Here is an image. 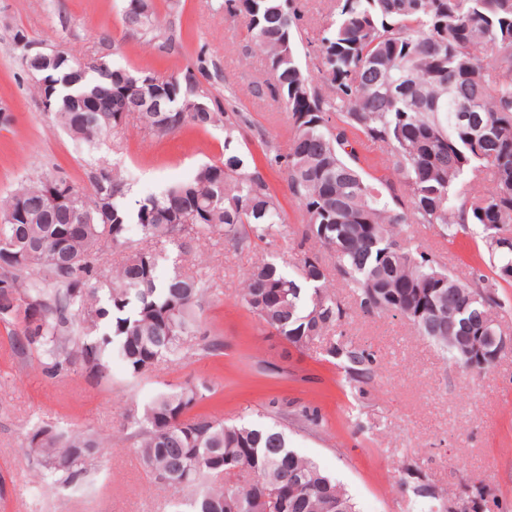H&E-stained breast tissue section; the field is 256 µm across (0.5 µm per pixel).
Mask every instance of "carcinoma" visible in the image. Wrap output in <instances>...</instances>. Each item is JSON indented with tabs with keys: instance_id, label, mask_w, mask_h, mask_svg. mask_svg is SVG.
<instances>
[{
	"instance_id": "cac0c4a2",
	"label": "carcinoma",
	"mask_w": 512,
	"mask_h": 512,
	"mask_svg": "<svg viewBox=\"0 0 512 512\" xmlns=\"http://www.w3.org/2000/svg\"><path fill=\"white\" fill-rule=\"evenodd\" d=\"M142 2L144 11H123L126 29L153 35L164 50L182 46L181 35L160 28L151 0ZM224 15L244 19L264 56L270 81L257 93L288 112V153L268 145L266 165L283 170L302 215L296 270L261 260L241 304L304 349L345 325L337 279L363 311L406 319L467 368L460 347L512 308L497 291L512 283V0H336L312 70L299 61L297 0H224ZM60 53L67 62L46 73L51 114L78 144L115 131V112L103 107L110 95L112 108L137 114L159 135L224 123V154L132 209L124 204L130 183L108 162L92 171L88 194L57 173L28 178L1 200L0 325L12 355L37 358L49 380L74 373L98 383L115 356L141 376L191 351L223 354V338L201 319L203 302L219 296L217 281L193 271L190 255L216 238L246 250L284 223L264 169L249 159L248 117L233 93L220 100L205 86L211 61L202 49L192 67L166 80L101 57L76 83L68 74L79 61ZM188 98L207 108L177 125L154 107ZM367 143L385 151L390 176L364 168L359 147ZM469 175L484 177L487 188L475 189ZM51 177L64 194L58 205ZM133 224L137 244L128 242ZM416 224H438L450 239L479 227L492 275L476 269L467 281L455 278L415 241ZM64 228L72 233L59 250ZM118 246L124 253L107 263ZM22 309L37 320L23 324ZM328 356L340 359L360 393L378 367L373 353L351 343ZM215 394L212 383L191 382L126 414L156 482L188 493L171 512H357L333 476L289 446L280 425L196 411ZM25 439L38 472L57 488L79 490L96 475L104 445L97 431L41 420ZM412 492L426 512H442L448 498L419 481Z\"/></svg>"
}]
</instances>
